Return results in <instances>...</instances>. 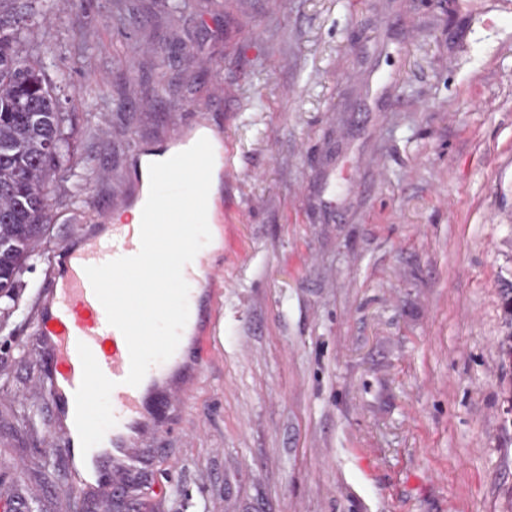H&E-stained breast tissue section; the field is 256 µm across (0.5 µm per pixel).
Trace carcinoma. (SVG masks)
Returning <instances> with one entry per match:
<instances>
[{"label": "carcinoma", "mask_w": 512, "mask_h": 512, "mask_svg": "<svg viewBox=\"0 0 512 512\" xmlns=\"http://www.w3.org/2000/svg\"><path fill=\"white\" fill-rule=\"evenodd\" d=\"M52 4L37 13L0 19V294L12 297L25 262L46 239V183L58 164L67 120L46 79L17 48L16 32L35 30ZM505 330L503 354L512 360V282L501 288Z\"/></svg>", "instance_id": "cac0c4a2"}]
</instances>
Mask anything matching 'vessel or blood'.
<instances>
[{
	"label": "vessel or blood",
	"instance_id": "vessel-or-blood-1",
	"mask_svg": "<svg viewBox=\"0 0 512 512\" xmlns=\"http://www.w3.org/2000/svg\"><path fill=\"white\" fill-rule=\"evenodd\" d=\"M146 200L140 179H133L130 191L112 203L109 213L80 225L51 254L49 273L36 303L34 346L45 370L54 426L49 442L64 446L71 480L87 503L112 496L126 479L150 474L151 460L142 448L163 433L162 408L178 411L188 399V388L202 371L217 316L213 289L218 268L202 250L183 269L190 287L189 319L175 353L153 365L139 386L126 385L130 359L125 338L109 325L85 269L138 253L139 225L116 224L112 217L143 207ZM81 342L90 348L105 376L116 383L111 393L116 424L86 454L81 451L74 422V394L82 379L77 352Z\"/></svg>",
	"mask_w": 512,
	"mask_h": 512
}]
</instances>
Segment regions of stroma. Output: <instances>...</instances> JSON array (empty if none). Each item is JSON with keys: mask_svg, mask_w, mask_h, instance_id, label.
Returning <instances> with one entry per match:
<instances>
[{"mask_svg": "<svg viewBox=\"0 0 512 512\" xmlns=\"http://www.w3.org/2000/svg\"><path fill=\"white\" fill-rule=\"evenodd\" d=\"M24 54L68 119L0 297V506L512 512V0H59ZM224 131L212 351L120 510L78 508L33 337L47 254L131 148ZM501 297L505 330L499 344L503 354L512 360V282L504 283L503 288H501Z\"/></svg>", "mask_w": 512, "mask_h": 512, "instance_id": "1", "label": "stroma"}]
</instances>
